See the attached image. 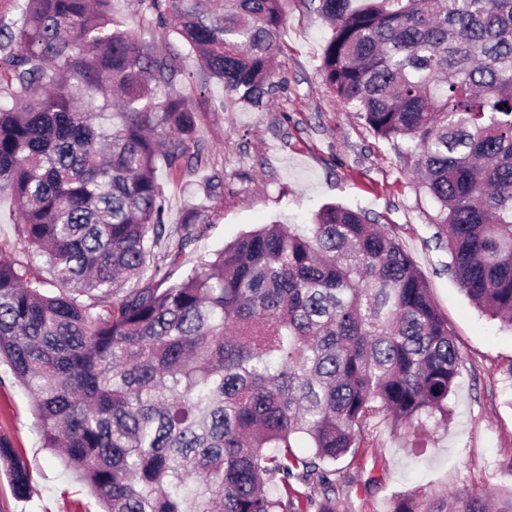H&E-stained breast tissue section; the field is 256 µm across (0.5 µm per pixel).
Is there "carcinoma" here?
<instances>
[{
	"label": "carcinoma",
	"instance_id": "1",
	"mask_svg": "<svg viewBox=\"0 0 512 512\" xmlns=\"http://www.w3.org/2000/svg\"><path fill=\"white\" fill-rule=\"evenodd\" d=\"M282 0H149L224 85L280 89ZM21 11L24 22L9 24ZM323 80L419 174L448 272L512 329V0H319ZM175 58L112 0H0V191L58 293L0 249V361L103 512H339L374 420L448 416L460 352L410 255L365 212L246 233L179 282L156 161L185 156ZM137 287L117 296L118 285ZM309 454L296 451L300 444ZM15 497L27 463L0 437ZM315 482L319 498L295 485ZM452 512H486L469 492Z\"/></svg>",
	"mask_w": 512,
	"mask_h": 512
}]
</instances>
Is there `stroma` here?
Returning <instances> with one entry per match:
<instances>
[{
    "label": "stroma",
    "mask_w": 512,
    "mask_h": 512,
    "mask_svg": "<svg viewBox=\"0 0 512 512\" xmlns=\"http://www.w3.org/2000/svg\"><path fill=\"white\" fill-rule=\"evenodd\" d=\"M318 0H284L286 24L275 61L285 79L264 108L224 109V88L206 82L198 59L145 0H112L122 30L152 38L177 56L181 76L172 91L189 95L197 143L175 167L159 164L167 200L166 230L153 260L179 280L200 259L266 224L311 223L319 209L339 203L369 212L395 236L428 282L461 355L448 397V418L423 428L378 421L357 454L338 467L351 481L341 512H393L415 497L428 506L450 493L512 494V330L478 311L445 270V249L432 236L435 205L417 188L410 166L391 143L375 137L356 112L325 84L321 60L328 27ZM0 196V249L48 280L44 258L24 249ZM0 436L28 464L35 492L16 498L0 464V512H99L77 473L65 470L37 429L31 400L0 365Z\"/></svg>",
    "instance_id": "1"
}]
</instances>
